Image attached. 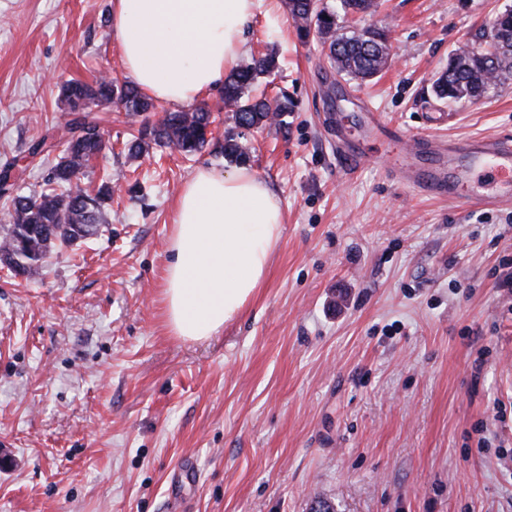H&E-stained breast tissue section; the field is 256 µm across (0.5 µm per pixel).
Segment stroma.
Masks as SVG:
<instances>
[{"label":"stroma","mask_w":512,"mask_h":512,"mask_svg":"<svg viewBox=\"0 0 512 512\" xmlns=\"http://www.w3.org/2000/svg\"><path fill=\"white\" fill-rule=\"evenodd\" d=\"M332 8L339 0H327ZM512 0H378L337 33L387 28L359 83L261 0L246 53L280 62L284 127L223 113L192 157L130 156L139 123L96 107L106 147L80 176L112 187L95 235L28 278L0 265V512H512V207L414 195L386 160L342 168L331 86L407 136L512 139V84L478 101L432 92L449 55ZM126 82L109 0H0V170L72 114L71 80ZM277 193L280 244L254 298L215 336L165 324L173 204L202 167L231 169L226 132Z\"/></svg>","instance_id":"stroma-1"}]
</instances>
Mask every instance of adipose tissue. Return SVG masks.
I'll use <instances>...</instances> for the list:
<instances>
[{
    "mask_svg": "<svg viewBox=\"0 0 512 512\" xmlns=\"http://www.w3.org/2000/svg\"><path fill=\"white\" fill-rule=\"evenodd\" d=\"M257 0H110L129 78L173 107L223 85ZM284 222L273 189L245 166L201 168L182 186L165 271L167 325L184 340L217 334L262 285Z\"/></svg>",
    "mask_w": 512,
    "mask_h": 512,
    "instance_id": "obj_1",
    "label": "adipose tissue"
}]
</instances>
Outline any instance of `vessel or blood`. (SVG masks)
<instances>
[{"label": "vessel or blood", "mask_w": 512, "mask_h": 512, "mask_svg": "<svg viewBox=\"0 0 512 512\" xmlns=\"http://www.w3.org/2000/svg\"><path fill=\"white\" fill-rule=\"evenodd\" d=\"M358 137H350L343 123L331 124L336 149L346 170L357 169L368 150L407 142L392 164L394 178L420 194L464 206L496 207L512 204V140L473 137L447 140L436 136L406 138L370 109L357 114Z\"/></svg>", "instance_id": "obj_1"}]
</instances>
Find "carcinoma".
Returning <instances> with one entry per match:
<instances>
[{
	"label": "carcinoma",
	"mask_w": 512,
	"mask_h": 512,
	"mask_svg": "<svg viewBox=\"0 0 512 512\" xmlns=\"http://www.w3.org/2000/svg\"><path fill=\"white\" fill-rule=\"evenodd\" d=\"M299 38L317 40L336 72L367 81L377 76L390 55V36L379 27H366L349 35L338 34L334 13L323 0H285ZM277 67L274 55L260 53L240 64L224 80V106L233 113L238 126L257 129L283 124L281 116L291 111L292 102L283 93L270 100L252 96L250 88ZM512 82V9L499 13L488 35L465 44L448 58V66L433 81L432 90L439 99L476 101L491 90ZM61 97L73 118L58 142L42 138L30 146L36 157L64 147L58 162L48 174L46 189L27 194L13 183L0 191L11 208V223L0 234V252L15 248L26 252L30 276L57 244H69L96 233L105 222L112 186L103 183L97 191L80 187L78 175L103 149L104 141L90 108L101 103H121L128 115L139 117L153 108V103L132 84H120L102 78L93 84L71 82L63 86ZM214 117L211 109L196 106L164 113L161 120L138 129V136L127 144L131 156H138L150 145L196 154L210 142ZM224 155L245 162L250 149L234 136L224 138Z\"/></svg>",
	"instance_id": "1"
}]
</instances>
